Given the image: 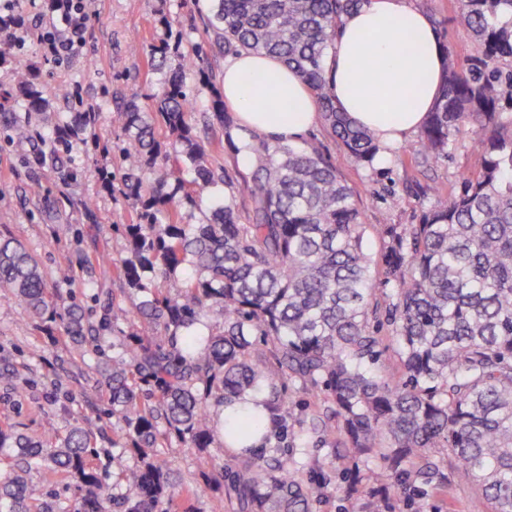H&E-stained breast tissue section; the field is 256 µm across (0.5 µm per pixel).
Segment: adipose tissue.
Instances as JSON below:
<instances>
[{
  "label": "adipose tissue",
  "mask_w": 512,
  "mask_h": 512,
  "mask_svg": "<svg viewBox=\"0 0 512 512\" xmlns=\"http://www.w3.org/2000/svg\"><path fill=\"white\" fill-rule=\"evenodd\" d=\"M443 40L412 0H362L341 18L325 62L339 111L389 150L420 129L444 80ZM224 103L238 126L294 141L320 121L313 94L280 59L240 51L224 60Z\"/></svg>",
  "instance_id": "ef3b65f1"
}]
</instances>
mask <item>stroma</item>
<instances>
[{"label": "stroma", "mask_w": 512, "mask_h": 512, "mask_svg": "<svg viewBox=\"0 0 512 512\" xmlns=\"http://www.w3.org/2000/svg\"><path fill=\"white\" fill-rule=\"evenodd\" d=\"M423 10L458 59L476 55L478 48L470 32L459 21L458 0H413ZM13 10L26 19L29 33L14 48L8 64L0 66V94L11 90L17 72L36 69L50 105L46 114L29 119L22 101L9 109L19 121H31L38 135L32 139L11 137L0 123V237L20 241L40 262L50 287L60 289L81 305L90 326H97L102 302L97 288L122 293L126 306H135L141 293L125 289L113 280L109 269L94 261L96 252L112 259L127 256L124 237L115 232L118 224L135 220L131 200L121 188L106 191L103 171H117L113 154L94 150L92 135L112 144L124 137L115 120L127 102L140 111H154L156 97L172 68L176 55H168L165 67L152 65V46L169 37L181 38L180 49L189 52L199 46L203 54L197 68L188 69L185 81L193 95L195 123L200 136L223 139L224 127L212 115L211 98L223 74V51L213 43L214 0H89L82 46L60 60L47 59L40 38L52 28L50 13L39 11L33 0H12ZM69 85L72 98L56 96L57 86ZM97 113L95 134L73 136L56 163L35 166L34 157L43 144L42 134L71 113ZM303 145L320 147L328 154L337 172L354 191L362 221L368 231L365 244L372 254H380L383 241L375 231L379 224L419 223L428 202L426 187L451 185L461 174L480 166L471 148L468 132L457 135L447 158L427 166L411 165L416 154L417 134H410L398 146L391 161L367 168L358 164L334 137L329 127L318 125L302 139ZM92 202L91 212L77 208V201ZM61 224L68 233H58ZM70 261L72 272L60 279L61 261ZM61 328L50 329L31 321L11 296L0 293V422H10L28 434L53 425L65 431L75 425L96 429L98 463L105 475L134 465L135 459L118 447L122 432L112 417L103 386L98 385L96 358L79 359L67 349ZM290 404L292 418L278 428L272 445L290 448L300 426L321 416L323 404L312 392L294 384L287 374L276 373ZM303 461L304 482L318 487L310 502V512H378L387 503L390 512H410L398 492L383 460L370 461L354 456L350 448L333 442L310 441L308 447L293 449ZM206 454L228 470L244 467L247 459L225 451L222 436H215L206 451L173 444L164 456L185 484L202 488L197 512H236L226 488L209 483V471L199 465ZM480 491L473 485H450L447 493L429 490L426 512H476Z\"/></svg>", "instance_id": "stroma-1"}]
</instances>
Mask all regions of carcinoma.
I'll use <instances>...</instances> for the list:
<instances>
[{
  "mask_svg": "<svg viewBox=\"0 0 512 512\" xmlns=\"http://www.w3.org/2000/svg\"><path fill=\"white\" fill-rule=\"evenodd\" d=\"M216 44L224 54L266 53L294 68L320 104L322 121L359 164L381 151L374 135L336 110L324 57L341 16L361 0H215ZM459 20L479 45L459 64L447 57L442 93L420 130L418 166L448 155L471 131L480 169L460 187L435 186L418 224H383V250L363 248L367 225L351 188L316 147L238 129L217 92L211 102L224 142L202 139L192 122L184 67L173 70L154 112L135 103L118 113L117 147L136 223L124 224L128 257L112 278L143 293L132 308L112 295L100 328L120 334L105 355L76 303L48 287L39 262L0 237V290L40 322L60 321L73 353L100 358L112 415L137 464L110 490L93 463L89 426L37 436L0 424V512H61L52 495L25 478L53 468L78 492L73 512H172L194 486H179L162 459L175 439L208 448L213 409L238 405L226 438L246 440L263 417L244 402L263 390L276 425L288 420L272 364L306 389H321L329 414L308 431L339 434L355 454L384 460L405 497L423 512L424 491L472 484L486 512H512V0H460ZM45 110L35 72L16 77L4 100ZM66 126L47 135L49 153L66 143ZM180 151L170 154L165 140ZM228 144L246 151L250 180L224 177V195L204 224L182 222L214 184L210 157ZM175 281L168 287L166 282ZM380 280L385 292L376 294ZM214 317L206 336L191 333ZM126 325L127 329L120 328ZM386 335H380L381 328ZM394 372L380 373L384 356ZM306 431V432H308ZM305 431L297 440L306 443ZM291 458L257 457L230 479L239 512H309L315 488Z\"/></svg>",
  "mask_w": 512,
  "mask_h": 512,
  "instance_id": "cac0c4a2",
  "label": "carcinoma"
}]
</instances>
